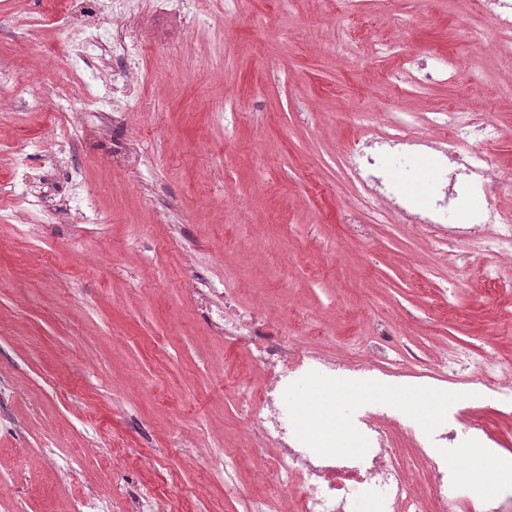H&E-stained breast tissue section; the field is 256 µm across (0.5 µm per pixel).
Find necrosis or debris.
I'll use <instances>...</instances> for the list:
<instances>
[{"label": "necrosis or debris", "mask_w": 512, "mask_h": 512, "mask_svg": "<svg viewBox=\"0 0 512 512\" xmlns=\"http://www.w3.org/2000/svg\"><path fill=\"white\" fill-rule=\"evenodd\" d=\"M433 122L447 130V137L434 140L418 136L408 120L392 113L386 130H370L348 150L346 173L359 190L357 207L344 214L350 233L360 237L369 233L368 225L357 218L361 208L390 224L446 227L452 241L478 240L483 225L494 224L498 231L488 238V250L512 257V221L502 218L489 202L503 189V177L489 168L482 151L483 145L497 138L495 124L477 121L472 112L460 106L436 112ZM473 138L480 141V148H468L467 142ZM385 145L398 148L399 162L405 166L422 155L437 157L439 167L432 173L437 189L422 207L398 202L377 176L382 166L378 149ZM389 336L385 327L372 328L364 341L375 362L352 368L342 359L303 350L287 340L284 328L270 324L261 311L225 310V340L243 345L252 361L267 372L263 391L246 416L255 439L253 453L260 456L267 448L277 450L271 493L246 500L244 512H268L275 500L291 491L297 495L299 512H354L363 501L369 502L373 512H422V503L405 477L396 450L398 438L404 436L418 442V463L434 479L437 512H512L511 486L494 497L475 496L470 487L445 472L435 454V447L447 438L448 426L460 420V411L453 403L446 404L424 435L394 413L388 425L374 424L369 406H362L347 417L345 425L364 440L367 455L350 456L342 446L328 454L312 451L310 438L295 418L300 390L317 379L329 382L346 377L380 387L391 385L392 375L385 368Z\"/></svg>", "instance_id": "1"}]
</instances>
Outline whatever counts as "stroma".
Instances as JSON below:
<instances>
[{"label": "stroma", "instance_id": "obj_1", "mask_svg": "<svg viewBox=\"0 0 512 512\" xmlns=\"http://www.w3.org/2000/svg\"><path fill=\"white\" fill-rule=\"evenodd\" d=\"M127 0L147 53L103 50L63 73L59 26L107 31L109 13L69 0H0V512H123L144 486L173 512H240L262 495L242 411L263 386L245 348L225 341L224 291L262 310L315 353L364 367L366 332L390 327L397 371L425 383L381 392L410 420L408 396L452 392L466 419L512 449L499 394L469 403L474 378L437 362L448 349L512 364V258L479 242L429 248L433 228L370 224L348 234L356 187L342 159L387 112L430 118L465 104L498 128L488 164L512 174V83L497 24L480 0ZM387 37L393 50L377 49ZM454 55L455 81L413 93L407 57ZM140 101L80 113L63 133L48 103L115 70ZM135 165L116 164L113 142ZM79 221L30 224L17 202L46 173ZM466 259H459V250ZM237 458L238 494L217 472Z\"/></svg>", "mask_w": 512, "mask_h": 512}]
</instances>
